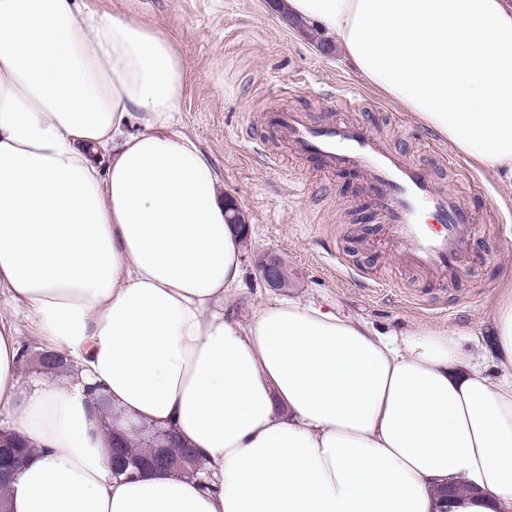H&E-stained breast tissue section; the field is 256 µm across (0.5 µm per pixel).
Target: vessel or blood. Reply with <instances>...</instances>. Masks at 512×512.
I'll list each match as a JSON object with an SVG mask.
<instances>
[{
    "instance_id": "obj_1",
    "label": "vessel or blood",
    "mask_w": 512,
    "mask_h": 512,
    "mask_svg": "<svg viewBox=\"0 0 512 512\" xmlns=\"http://www.w3.org/2000/svg\"><path fill=\"white\" fill-rule=\"evenodd\" d=\"M273 120L298 152L366 175L376 190L381 222L402 246L407 262L434 275L459 270L476 223L456 193L437 191L426 173L383 147L362 125H315L295 112L274 113ZM426 210L433 223H423Z\"/></svg>"
}]
</instances>
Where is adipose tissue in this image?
<instances>
[{
	"instance_id": "ef3b65f1",
	"label": "adipose tissue",
	"mask_w": 512,
	"mask_h": 512,
	"mask_svg": "<svg viewBox=\"0 0 512 512\" xmlns=\"http://www.w3.org/2000/svg\"><path fill=\"white\" fill-rule=\"evenodd\" d=\"M466 159L512 174V0H280ZM159 31L0 0V415L31 453L5 512H512V289L489 376L461 332L381 335L224 302L241 236ZM66 373L23 379L24 338ZM176 431L216 479L114 476L94 408ZM464 484L470 495L445 496Z\"/></svg>"
}]
</instances>
